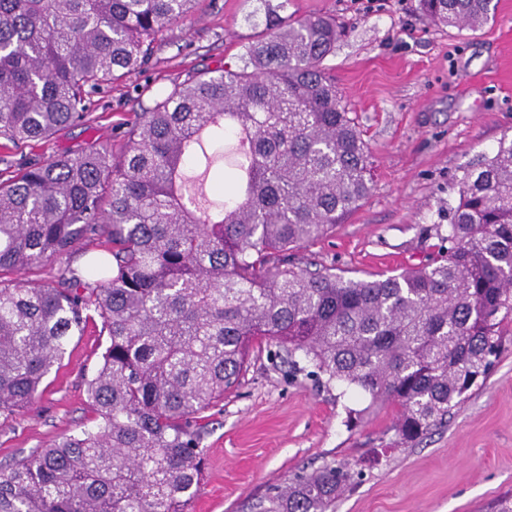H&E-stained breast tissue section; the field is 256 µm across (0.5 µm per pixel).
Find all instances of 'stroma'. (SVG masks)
<instances>
[{"label": "stroma", "instance_id": "obj_1", "mask_svg": "<svg viewBox=\"0 0 512 512\" xmlns=\"http://www.w3.org/2000/svg\"><path fill=\"white\" fill-rule=\"evenodd\" d=\"M258 0H197L151 63L97 97L90 122L43 143L0 149V172L92 139L121 150L143 105L174 80L240 53L265 26ZM284 16L331 15L343 32L324 65L357 113L374 167L369 195L293 260L358 279L391 275L437 251L432 226L458 199L465 169L512 137V0H491L476 31L431 24L418 0H287ZM495 369L447 423L407 445L396 409L367 408L356 391L320 387L303 372L250 352L240 387L208 412L206 466L195 512H249L268 487L332 463L352 478L336 512H490L512 496V326ZM106 342L97 327L73 337L29 408L0 418L5 465L79 433L91 411L83 378ZM362 416L348 421V409Z\"/></svg>", "mask_w": 512, "mask_h": 512}]
</instances>
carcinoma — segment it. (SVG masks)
<instances>
[{
  "mask_svg": "<svg viewBox=\"0 0 512 512\" xmlns=\"http://www.w3.org/2000/svg\"><path fill=\"white\" fill-rule=\"evenodd\" d=\"M266 5L233 62L192 72L142 109L122 152L94 140L0 176V275L90 245L103 271L0 278V416L21 414L88 324L107 336L84 377L92 418L0 466V512H188L198 422L273 344L318 384L393 403L403 444L487 378L512 323V138L464 171L437 256L353 279L289 252L344 223L371 189L358 116L324 66L341 31ZM196 0H0V139L48 141L144 65ZM490 0H419L436 25L482 27ZM231 145L221 169L209 150ZM325 464L250 512H334Z\"/></svg>",
  "mask_w": 512,
  "mask_h": 512,
  "instance_id": "1",
  "label": "carcinoma"
}]
</instances>
